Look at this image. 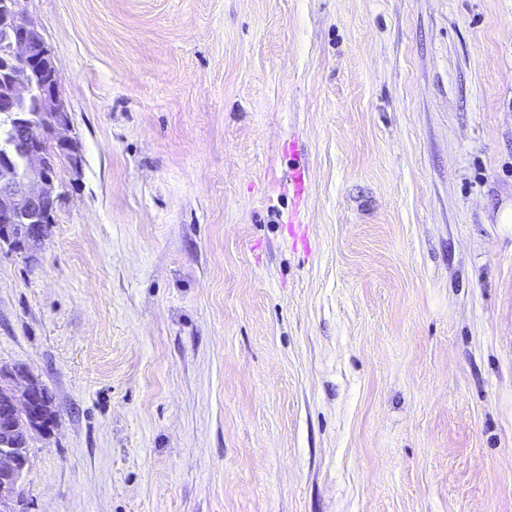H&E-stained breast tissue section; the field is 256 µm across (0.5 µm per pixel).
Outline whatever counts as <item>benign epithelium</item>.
<instances>
[{"instance_id":"1","label":"benign epithelium","mask_w":512,"mask_h":512,"mask_svg":"<svg viewBox=\"0 0 512 512\" xmlns=\"http://www.w3.org/2000/svg\"><path fill=\"white\" fill-rule=\"evenodd\" d=\"M25 0H0V247L19 255L40 242L61 200L58 166L74 179L83 172V148L70 135L72 117L60 94V75ZM15 388L0 385V512H17L28 445L17 436L48 432L53 397L26 370H14Z\"/></svg>"}]
</instances>
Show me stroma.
<instances>
[{
    "mask_svg": "<svg viewBox=\"0 0 512 512\" xmlns=\"http://www.w3.org/2000/svg\"><path fill=\"white\" fill-rule=\"evenodd\" d=\"M25 8L85 162L0 250L23 512H512V0ZM0 368V511L17 512L20 481L29 462L28 440L32 432H48L57 425L47 409L53 397L47 387L25 369L16 368V388L2 386ZM21 435L26 444L17 445Z\"/></svg>",
    "mask_w": 512,
    "mask_h": 512,
    "instance_id": "stroma-1",
    "label": "stroma"
}]
</instances>
